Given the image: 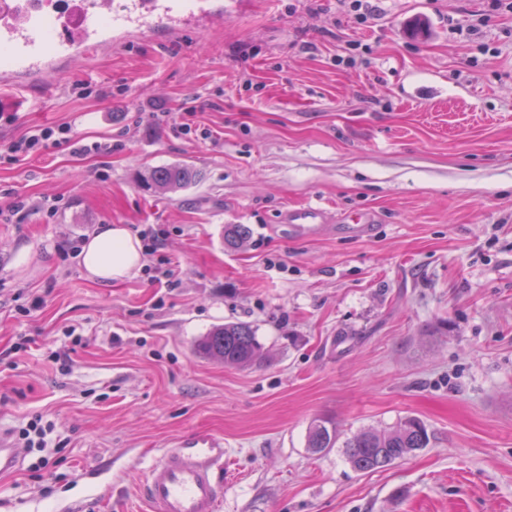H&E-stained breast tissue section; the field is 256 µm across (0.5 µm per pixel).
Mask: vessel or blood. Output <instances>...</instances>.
<instances>
[{
    "mask_svg": "<svg viewBox=\"0 0 512 512\" xmlns=\"http://www.w3.org/2000/svg\"><path fill=\"white\" fill-rule=\"evenodd\" d=\"M154 14L172 19L165 0H124L116 10H105L103 0H80L55 27L43 20L41 7L28 0H10L0 6V45L9 46L20 73L40 72L55 60L91 54L105 44L113 29L139 23ZM319 211L306 207L291 211L286 220L293 231H313ZM224 438L192 432L175 438L149 465L143 479L149 512H217L224 493Z\"/></svg>",
    "mask_w": 512,
    "mask_h": 512,
    "instance_id": "obj_1",
    "label": "vessel or blood"
}]
</instances>
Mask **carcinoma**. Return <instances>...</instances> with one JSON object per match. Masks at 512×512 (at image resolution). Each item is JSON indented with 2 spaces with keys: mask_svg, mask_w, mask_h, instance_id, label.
<instances>
[{
  "mask_svg": "<svg viewBox=\"0 0 512 512\" xmlns=\"http://www.w3.org/2000/svg\"><path fill=\"white\" fill-rule=\"evenodd\" d=\"M196 173L187 166L170 165L150 171L147 185L164 193H176L195 180ZM249 230L243 224H230L224 229V242L235 248L247 240ZM200 355L217 359L228 366L249 367L260 363L264 347L256 330L248 323L227 321L214 327L196 344ZM340 434L336 426L324 419L313 421L309 427L307 447L319 453L335 447ZM430 434L419 419L409 417L390 431L365 429L344 442L346 455L357 471L383 469L395 461L413 455L427 447Z\"/></svg>",
  "mask_w": 512,
  "mask_h": 512,
  "instance_id": "carcinoma-1",
  "label": "carcinoma"
}]
</instances>
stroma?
Masks as SVG:
<instances>
[{"instance_id":"35a3bbf8","label":"stroma","mask_w":512,"mask_h":512,"mask_svg":"<svg viewBox=\"0 0 512 512\" xmlns=\"http://www.w3.org/2000/svg\"><path fill=\"white\" fill-rule=\"evenodd\" d=\"M221 2L0 75V146L63 122L112 146L0 160V207L25 203L0 218V433L40 415L60 442L46 472L21 449L0 512H146L144 469L195 430L224 438L219 512H512V12ZM170 164L196 182L144 187ZM308 205L323 228L295 238ZM102 224L156 240L109 285L77 260ZM227 321L266 363L197 353ZM408 417L429 446L376 472L307 446L318 418L346 439ZM318 215L319 210L309 206L304 209L290 211V214L286 216V222L295 232L309 233L318 226V224H311Z\"/></svg>"}]
</instances>
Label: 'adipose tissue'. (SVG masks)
I'll list each match as a JSON object with an SVG mask.
<instances>
[{"label":"adipose tissue","instance_id":"1","mask_svg":"<svg viewBox=\"0 0 512 512\" xmlns=\"http://www.w3.org/2000/svg\"><path fill=\"white\" fill-rule=\"evenodd\" d=\"M80 263L87 275L103 284L135 275L142 267V245L121 224H103L85 242Z\"/></svg>","mask_w":512,"mask_h":512}]
</instances>
